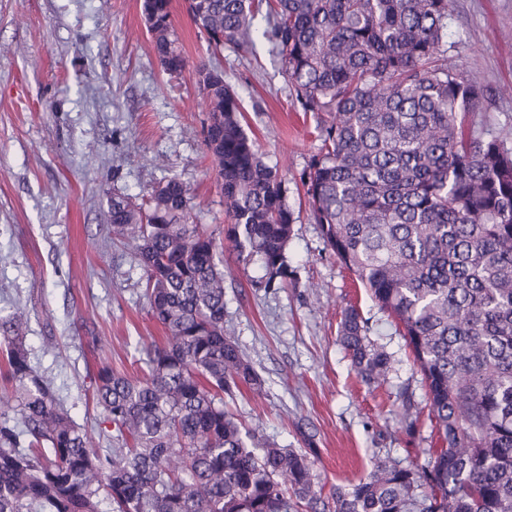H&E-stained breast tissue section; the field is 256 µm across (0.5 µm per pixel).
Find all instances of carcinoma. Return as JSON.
<instances>
[{
    "label": "carcinoma",
    "instance_id": "obj_1",
    "mask_svg": "<svg viewBox=\"0 0 512 512\" xmlns=\"http://www.w3.org/2000/svg\"><path fill=\"white\" fill-rule=\"evenodd\" d=\"M207 43L269 44L301 111L323 116L300 180L327 247L402 328L446 447L421 469L389 458L325 489L309 454L224 410L262 379L224 335V247L190 223V189L171 177L142 202L112 196L108 223L134 244L164 341L138 379L103 367L93 399L112 428L104 450L31 364L22 315L0 314V512H512V148L475 116L484 87L448 66L453 0H187ZM163 69L186 59L171 0H143ZM209 102L237 264L256 288L288 282V180L243 126V105L213 66L195 69ZM347 310L338 336L370 387L392 359Z\"/></svg>",
    "mask_w": 512,
    "mask_h": 512
}]
</instances>
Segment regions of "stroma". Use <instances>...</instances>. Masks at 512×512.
<instances>
[{
	"instance_id": "obj_1",
	"label": "stroma",
	"mask_w": 512,
	"mask_h": 512,
	"mask_svg": "<svg viewBox=\"0 0 512 512\" xmlns=\"http://www.w3.org/2000/svg\"><path fill=\"white\" fill-rule=\"evenodd\" d=\"M172 20L189 63L178 76L152 51L142 0H0V312L23 307L32 365L103 448L112 442L92 401L99 369L143 376L145 346L164 336L132 249L112 238L113 194L137 197L178 177L193 195L194 223L224 236L193 71L206 44L185 0H172ZM450 31L449 66L480 75L482 111L512 145V0H455ZM211 60L241 95L266 162L286 176L297 216L288 245L296 285L256 289L240 267L225 280L224 332L263 380L258 391L240 387L227 409L290 448L303 447L297 427L306 425L315 470L330 484L387 457L425 464L443 441L410 350L309 216L300 175L320 146L316 117L296 106L268 52L254 61L227 46ZM352 307L392 357L390 382L376 391L337 335ZM403 389L418 413L410 431Z\"/></svg>"
}]
</instances>
